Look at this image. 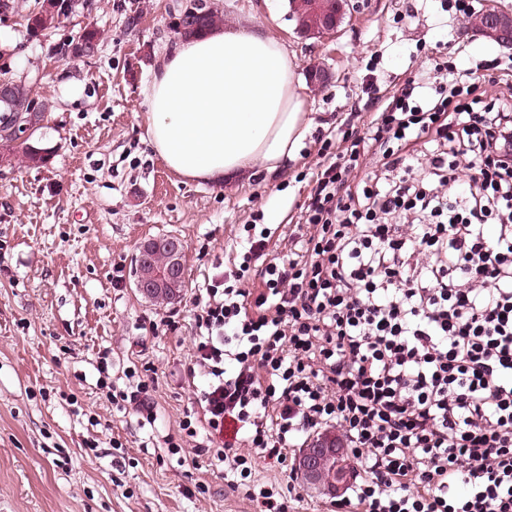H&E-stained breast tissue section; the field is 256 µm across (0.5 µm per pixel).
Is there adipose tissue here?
<instances>
[{
	"instance_id": "ef3b65f1",
	"label": "adipose tissue",
	"mask_w": 512,
	"mask_h": 512,
	"mask_svg": "<svg viewBox=\"0 0 512 512\" xmlns=\"http://www.w3.org/2000/svg\"><path fill=\"white\" fill-rule=\"evenodd\" d=\"M147 100L150 146L199 182L279 171L311 127L286 46L261 30L181 40L153 70Z\"/></svg>"
}]
</instances>
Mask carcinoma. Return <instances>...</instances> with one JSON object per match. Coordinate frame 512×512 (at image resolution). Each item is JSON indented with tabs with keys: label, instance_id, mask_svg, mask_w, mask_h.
<instances>
[{
	"label": "carcinoma",
	"instance_id": "1",
	"mask_svg": "<svg viewBox=\"0 0 512 512\" xmlns=\"http://www.w3.org/2000/svg\"><path fill=\"white\" fill-rule=\"evenodd\" d=\"M191 7L198 15L195 16L196 29L192 35L197 36L217 27L224 22V14L212 3L202 0H173L166 4L165 10H174L181 13ZM84 11L83 0H59L57 3H48V0H0V18L4 16H18L22 21L36 24L41 31H50L57 28L63 21ZM0 79L12 85L10 100H0V147L12 154H20L25 162L34 165H45L51 159L53 150L43 147L34 136L20 140L24 132L22 125L27 123L29 114L23 108L32 103H38L41 116L45 119L46 113L52 108V101L46 97H39L38 92L30 79L17 76L11 71L0 68Z\"/></svg>",
	"mask_w": 512,
	"mask_h": 512
}]
</instances>
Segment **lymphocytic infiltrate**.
<instances>
[{
  "mask_svg": "<svg viewBox=\"0 0 512 512\" xmlns=\"http://www.w3.org/2000/svg\"><path fill=\"white\" fill-rule=\"evenodd\" d=\"M494 83L478 112L462 78L407 80L313 173L287 252L244 225L195 295L180 428L231 473L333 428L362 471L336 512H512V68Z\"/></svg>",
  "mask_w": 512,
  "mask_h": 512,
  "instance_id": "1",
  "label": "lymphocytic infiltrate"
}]
</instances>
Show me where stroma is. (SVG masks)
Returning <instances> with one entry per match:
<instances>
[{
	"label": "stroma",
	"mask_w": 512,
	"mask_h": 512,
	"mask_svg": "<svg viewBox=\"0 0 512 512\" xmlns=\"http://www.w3.org/2000/svg\"><path fill=\"white\" fill-rule=\"evenodd\" d=\"M93 2L40 38L0 20V62L54 103L41 131L49 163L0 165V512H255L194 438L182 437L180 457L163 443L204 385L187 375L195 294L229 267L242 225L295 223L329 143L351 132L352 113L368 114V86L385 97L414 77L432 84L446 62L484 91L487 68L512 51L460 37L450 0H357L325 37L300 35L288 0H214L225 28L279 38L297 76L315 61L334 73L303 91L312 125L287 170L216 186L174 175L148 143L146 87L176 43L167 0L134 32L124 15L144 0ZM89 23L98 56L57 55ZM170 234L188 248L187 287L162 306L137 292L132 266L140 242ZM163 320L177 331L153 333ZM147 364L161 377L145 419L106 393Z\"/></svg>",
	"instance_id": "35a3bbf8"
}]
</instances>
